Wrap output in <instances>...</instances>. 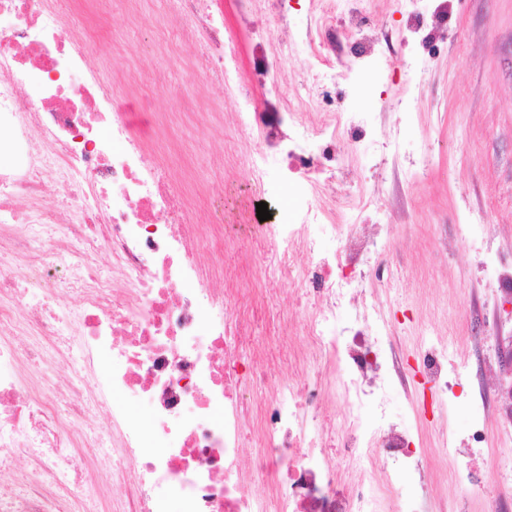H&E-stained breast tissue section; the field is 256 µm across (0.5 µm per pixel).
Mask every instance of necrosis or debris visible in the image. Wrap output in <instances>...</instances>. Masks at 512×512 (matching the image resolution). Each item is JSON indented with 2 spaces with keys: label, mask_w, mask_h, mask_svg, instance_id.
<instances>
[{
  "label": "necrosis or debris",
  "mask_w": 512,
  "mask_h": 512,
  "mask_svg": "<svg viewBox=\"0 0 512 512\" xmlns=\"http://www.w3.org/2000/svg\"><path fill=\"white\" fill-rule=\"evenodd\" d=\"M94 2L0 0V151L14 159L0 170V255L17 259L0 266V468L20 454L31 462L0 482V512H82L79 490L91 479L118 486L112 512H390L396 500L400 512H423L404 491L420 454L415 431L393 418L389 390L414 373L444 408L462 372L449 369L447 343L417 341L409 367L374 329L355 264L386 265L401 244L393 215L384 212L383 232H363L361 202L329 191L350 164L341 141L360 123L359 113L323 105L353 72L337 66L330 31L346 15L344 37L377 51L364 0H321L306 34L317 82L289 98L283 130L261 126L214 0H178L175 23L194 49L185 68L197 83L235 91L228 126L244 140L251 178L289 203L234 256L202 197L162 185L114 94L132 77L117 68L100 80ZM282 163L296 179L268 180ZM61 182L69 204L41 207ZM105 253L121 278L101 275ZM255 262L266 276L254 284L246 271ZM54 268L76 308L30 304L19 291ZM280 274L295 281L294 296L280 295ZM216 277L223 292L205 286ZM244 347L261 354V369L241 370ZM32 361L66 363L70 376L44 391L20 373ZM247 382L259 397L245 398ZM110 392L121 405L108 427L90 428ZM470 426L467 447L451 427L438 436L460 486L482 479L468 458L491 442L481 414ZM246 442L258 449L247 470ZM349 471L357 480L348 488ZM308 480L321 498L297 496Z\"/></svg>",
  "instance_id": "obj_1"
}]
</instances>
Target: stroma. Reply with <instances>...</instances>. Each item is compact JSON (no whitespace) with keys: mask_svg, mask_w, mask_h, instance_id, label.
I'll list each match as a JSON object with an SVG mask.
<instances>
[{"mask_svg":"<svg viewBox=\"0 0 512 512\" xmlns=\"http://www.w3.org/2000/svg\"><path fill=\"white\" fill-rule=\"evenodd\" d=\"M96 21L107 43H118L122 68L153 74L157 88L148 95L125 94L119 103L137 128L153 131L161 117H172L169 139L154 153L155 161L176 185L192 180L215 185V164L231 160L233 134L216 128L203 135L180 115L185 100L200 92L177 66L157 52L156 41L176 0H136L137 15L113 11L103 0ZM424 11L442 8L436 20L437 40L431 51L396 43L369 60L368 82L336 87L342 109L361 113L375 144L355 155L348 175L337 176L336 195L367 192L386 200L402 245L393 269L400 291L388 294L382 283L368 279L390 321L389 340L400 346L410 326H427L434 339L452 337V359L471 372L457 388L460 401L449 409L418 413L415 385L394 394L396 413L420 431L423 451L412 488L425 512H484L498 499L502 512H512V444L487 449L476 464L491 460V476L462 487L450 476L451 462L438 452L437 430L450 421L465 438L469 399L493 384L496 400L512 401V306L502 291L480 272L484 248L512 253V0H421ZM224 25L234 32L245 85L262 104L263 119L279 111L268 88L254 84L261 61L256 27L269 17L247 19L243 0H216ZM314 58L308 46L289 49L278 65L281 91L291 95L311 75ZM210 108L230 112L233 92L206 87ZM397 148H389V141ZM249 174L237 168L219 194L210 196L215 221L224 222L230 245L251 231L242 224L241 204L248 197ZM464 223L462 235L452 227ZM498 313L499 335L473 343L472 326L484 315Z\"/></svg>","mask_w":512,"mask_h":512,"instance_id":"35a3bbf8","label":"stroma"}]
</instances>
